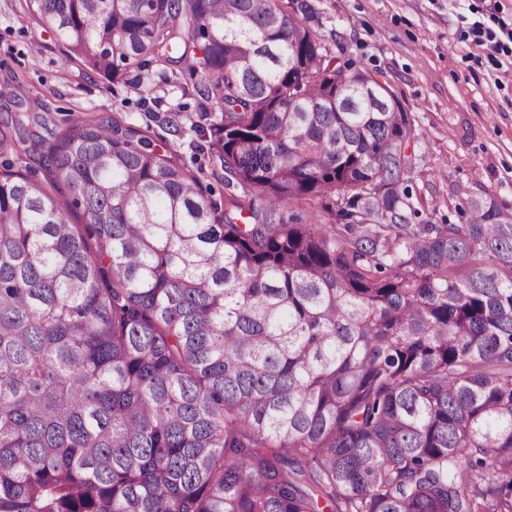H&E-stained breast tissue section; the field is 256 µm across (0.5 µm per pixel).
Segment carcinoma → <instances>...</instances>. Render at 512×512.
<instances>
[{
    "label": "carcinoma",
    "mask_w": 512,
    "mask_h": 512,
    "mask_svg": "<svg viewBox=\"0 0 512 512\" xmlns=\"http://www.w3.org/2000/svg\"><path fill=\"white\" fill-rule=\"evenodd\" d=\"M24 2L107 80L198 79L224 200L148 125L0 132L46 174L0 164V512H512V218L411 223L390 85L301 0ZM281 213L292 222L301 224H328L327 216L307 205H286Z\"/></svg>",
    "instance_id": "cac0c4a2"
}]
</instances>
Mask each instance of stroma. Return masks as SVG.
Masks as SVG:
<instances>
[{
    "mask_svg": "<svg viewBox=\"0 0 512 512\" xmlns=\"http://www.w3.org/2000/svg\"><path fill=\"white\" fill-rule=\"evenodd\" d=\"M316 30L332 53L384 76L421 136L419 168L407 181L417 223L458 221L459 200L484 192L512 206V56L476 45L480 21L512 22V0H309ZM0 129L25 109L52 141L77 117L117 116L156 131L202 186L224 197L222 172L202 150L201 115L210 104L180 67L155 62L129 68L111 83L67 59L53 32L39 26L22 0H0Z\"/></svg>",
    "mask_w": 512,
    "mask_h": 512,
    "instance_id": "obj_1",
    "label": "stroma"
}]
</instances>
